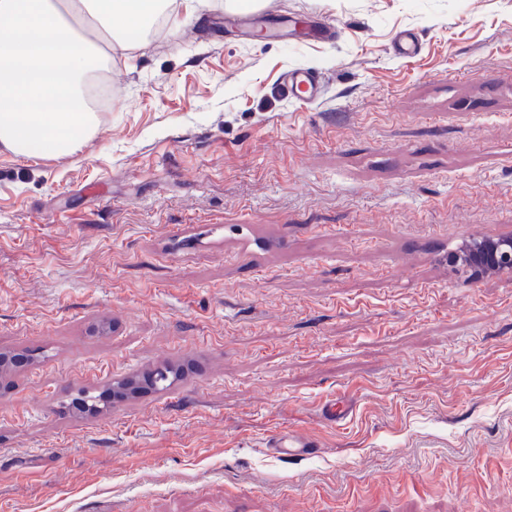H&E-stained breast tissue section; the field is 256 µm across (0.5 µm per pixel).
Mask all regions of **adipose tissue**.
<instances>
[{"instance_id": "adipose-tissue-1", "label": "adipose tissue", "mask_w": 512, "mask_h": 512, "mask_svg": "<svg viewBox=\"0 0 512 512\" xmlns=\"http://www.w3.org/2000/svg\"><path fill=\"white\" fill-rule=\"evenodd\" d=\"M176 0H0V149L23 158L72 152L95 134L80 89L129 31Z\"/></svg>"}]
</instances>
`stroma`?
<instances>
[{"instance_id": "1", "label": "stroma", "mask_w": 512, "mask_h": 512, "mask_svg": "<svg viewBox=\"0 0 512 512\" xmlns=\"http://www.w3.org/2000/svg\"><path fill=\"white\" fill-rule=\"evenodd\" d=\"M128 40L94 138L0 152V352L34 356L0 512H512V272L449 261L512 237V0H197ZM161 362L169 391L60 411ZM288 89L292 96L308 100L318 92V78L308 70H298L288 75ZM317 447L318 443L314 438H303L293 434L276 435L266 442V449L276 455L305 454Z\"/></svg>"}]
</instances>
